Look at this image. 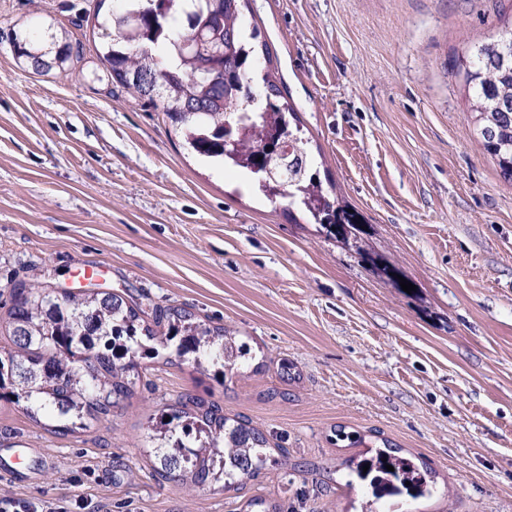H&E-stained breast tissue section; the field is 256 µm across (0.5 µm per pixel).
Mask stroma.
<instances>
[{
  "instance_id": "1",
  "label": "stroma",
  "mask_w": 512,
  "mask_h": 512,
  "mask_svg": "<svg viewBox=\"0 0 512 512\" xmlns=\"http://www.w3.org/2000/svg\"><path fill=\"white\" fill-rule=\"evenodd\" d=\"M114 0H0V346L10 288L147 296L237 330L217 378L140 360L86 428L0 399V500L68 512H363L346 464L390 444L434 480L381 512H512V183L483 152L457 58L512 0H248L285 103L362 231L340 239L188 149L99 55ZM72 59L39 74L15 42ZM411 282L412 292L401 281ZM190 395L248 419L271 456L234 487L158 479L163 410Z\"/></svg>"
}]
</instances>
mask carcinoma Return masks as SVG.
I'll list each match as a JSON object with an SVG mask.
<instances>
[{"instance_id":"obj_1","label":"carcinoma","mask_w":512,"mask_h":512,"mask_svg":"<svg viewBox=\"0 0 512 512\" xmlns=\"http://www.w3.org/2000/svg\"><path fill=\"white\" fill-rule=\"evenodd\" d=\"M112 13L113 39L103 54L112 80L132 94L158 101L171 122L184 131L199 156L231 163L257 176L260 188L302 205L327 233L347 225L360 231L355 215L343 209L333 191L310 175L308 139L291 129L269 73L265 90L253 94L259 56L251 42L257 29L241 19L246 0H123ZM17 57L40 72L72 56L61 45L54 60L19 44ZM482 150L500 176L512 181V27L494 40L473 46L459 58ZM9 311L12 347L0 352V395L24 403L32 418L40 413L61 422L57 432L73 431L84 417L106 416L131 393L137 359H154L170 349L181 361L217 376L239 369L247 355L236 332L211 326L178 307L152 308L112 292L57 289L38 282L12 286ZM152 431V453L159 478L203 485L224 480L229 487L254 476L268 457V439L246 420L229 423L223 409L187 397L161 413ZM355 473L369 482L375 500L410 491L431 493V476L410 460L385 453ZM391 465L394 471L386 466Z\"/></svg>"}]
</instances>
